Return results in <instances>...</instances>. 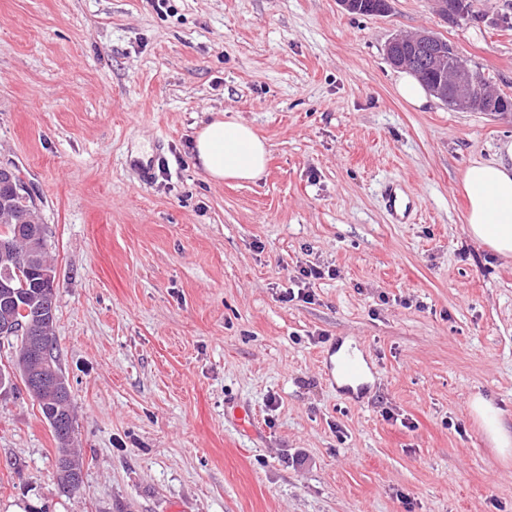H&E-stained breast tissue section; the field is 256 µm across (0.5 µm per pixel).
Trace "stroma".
I'll list each match as a JSON object with an SVG mask.
<instances>
[{
  "label": "stroma",
  "instance_id": "stroma-1",
  "mask_svg": "<svg viewBox=\"0 0 512 512\" xmlns=\"http://www.w3.org/2000/svg\"><path fill=\"white\" fill-rule=\"evenodd\" d=\"M470 4L0 0V163L47 228L83 458L63 491L37 403L1 396L0 512H512L469 411L512 422V258L466 233L461 185L512 112L412 108L385 56L430 30L512 101V0ZM214 112L266 140L260 179L195 167ZM308 265L331 275L284 301ZM347 342L359 389L323 371Z\"/></svg>",
  "mask_w": 512,
  "mask_h": 512
}]
</instances>
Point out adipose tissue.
<instances>
[{"label":"adipose tissue","instance_id":"adipose-tissue-1","mask_svg":"<svg viewBox=\"0 0 512 512\" xmlns=\"http://www.w3.org/2000/svg\"><path fill=\"white\" fill-rule=\"evenodd\" d=\"M269 150L251 126L216 113L193 137V160L210 180L250 181L265 169ZM469 207L467 234L501 256L512 255V141L502 143L494 159L476 160L464 172ZM471 415L499 454L512 453V429L502 410L483 396H474Z\"/></svg>","mask_w":512,"mask_h":512}]
</instances>
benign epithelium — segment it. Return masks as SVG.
<instances>
[{
    "mask_svg": "<svg viewBox=\"0 0 512 512\" xmlns=\"http://www.w3.org/2000/svg\"><path fill=\"white\" fill-rule=\"evenodd\" d=\"M410 44L419 55L412 58V66L428 67L438 72V77L430 87V93L456 111L463 112H506L502 97L485 88L480 74L471 71L460 59L456 51H447L441 38L428 32L419 31L412 35H398L385 47L387 59L393 66L405 61L396 55L394 49ZM28 250L16 256L14 247L7 241L0 242V257L19 258L24 264H38L39 252L45 245V230L41 224L26 227ZM30 336L28 349L17 354L15 362L20 364L26 385L33 391L50 389L56 392L60 400L70 397L71 390L66 379L55 368L47 367L43 357L50 345L33 329L32 323L25 325Z\"/></svg>",
    "mask_w": 512,
    "mask_h": 512,
    "instance_id": "7a95c632",
    "label": "benign epithelium"
}]
</instances>
